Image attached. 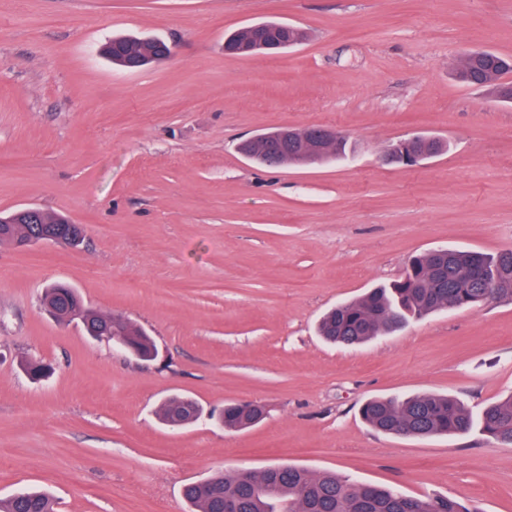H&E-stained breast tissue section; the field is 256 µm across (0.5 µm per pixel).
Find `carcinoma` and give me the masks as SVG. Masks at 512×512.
I'll return each mask as SVG.
<instances>
[{"instance_id":"carcinoma-1","label":"carcinoma","mask_w":512,"mask_h":512,"mask_svg":"<svg viewBox=\"0 0 512 512\" xmlns=\"http://www.w3.org/2000/svg\"><path fill=\"white\" fill-rule=\"evenodd\" d=\"M284 23L264 21L246 25L224 39V50L240 47L250 54L269 53L282 34ZM112 64L130 72L158 60L165 52L164 41L136 36L114 37L104 47ZM512 57L476 50L462 53L457 78L464 84L487 89L500 103H512ZM347 143L336 135V144L311 157L300 137H288L277 127L261 133L258 140L246 139L238 151L267 166L312 165L339 158ZM448 149L440 138L421 136L404 148L402 165L413 163V154L429 159ZM73 234L78 246L84 231L67 217L41 212L36 223H0V243L21 245L41 236ZM51 297L50 312L62 319L71 311L68 295ZM512 299V250L487 254L449 248L438 255L431 251L414 256L403 276L388 287L373 288L356 300L342 303L320 320L319 333L331 343L359 345L391 333L409 320L444 311L449 307H480L500 298ZM80 320L88 332L110 339L122 337L139 346L142 354L154 349L151 338L132 322L86 308ZM199 405L185 404L174 396L160 406L159 418L168 426H185L198 419ZM362 419L374 430L391 435L428 438L459 435L479 427L493 443L512 446V395L487 405L478 416L448 394H417L404 398H371L361 408ZM266 409H245L229 403L224 407V427L249 429L264 419ZM184 497L191 512H222L224 502L233 501L238 512H482L475 504L440 494L413 496L396 488L346 479L331 471L313 472L297 465H272L254 473L248 482L236 473L217 474L188 484ZM52 495L41 490H23L0 500V512H54Z\"/></svg>"}]
</instances>
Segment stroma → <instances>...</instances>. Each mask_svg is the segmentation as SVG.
Segmentation results:
<instances>
[{
    "mask_svg": "<svg viewBox=\"0 0 512 512\" xmlns=\"http://www.w3.org/2000/svg\"><path fill=\"white\" fill-rule=\"evenodd\" d=\"M278 19L309 38L233 57L224 36ZM120 34L174 56L128 72ZM467 49L512 55V0H0V213L37 207L83 244H0V497L51 489L59 512H189L185 484L294 464L512 512V447L478 432L371 429V397L512 395V301L432 314L354 347L320 317L436 247L512 249V106L459 83ZM345 135L350 160L268 168L236 150L280 126ZM447 140L412 167L396 141ZM52 283L154 339V360L58 323ZM27 359L51 366L42 380ZM203 407L181 429L156 411ZM267 415L231 432L230 402Z\"/></svg>",
    "mask_w": 512,
    "mask_h": 512,
    "instance_id": "obj_1",
    "label": "stroma"
}]
</instances>
